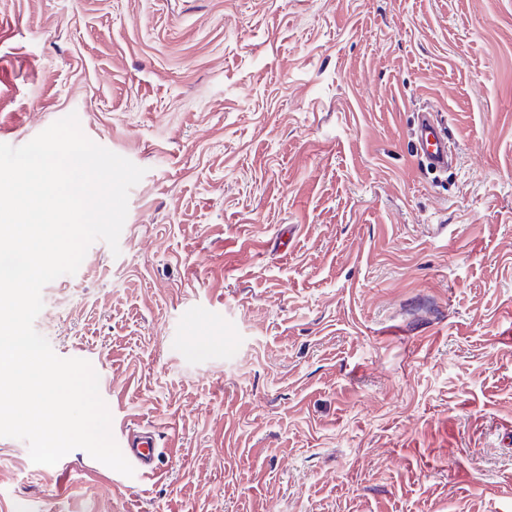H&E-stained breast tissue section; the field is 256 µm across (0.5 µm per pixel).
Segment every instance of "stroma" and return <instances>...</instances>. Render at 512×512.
<instances>
[{"mask_svg":"<svg viewBox=\"0 0 512 512\" xmlns=\"http://www.w3.org/2000/svg\"><path fill=\"white\" fill-rule=\"evenodd\" d=\"M71 113L146 173L34 328L177 455L0 512H512V0H0V143ZM428 109L420 114L418 144L419 150L431 168L443 169L448 166V142L450 134L447 123Z\"/></svg>","mask_w":512,"mask_h":512,"instance_id":"stroma-1","label":"stroma"}]
</instances>
